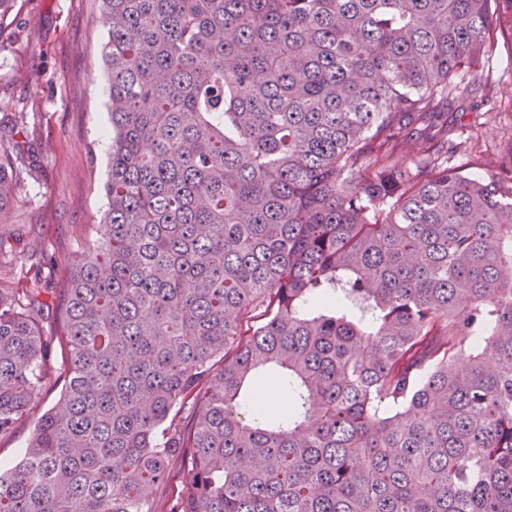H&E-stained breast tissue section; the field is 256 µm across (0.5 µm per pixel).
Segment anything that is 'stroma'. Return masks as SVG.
Instances as JSON below:
<instances>
[{
	"mask_svg": "<svg viewBox=\"0 0 512 512\" xmlns=\"http://www.w3.org/2000/svg\"><path fill=\"white\" fill-rule=\"evenodd\" d=\"M499 13L496 38L463 76L490 86L492 98H458L448 108L461 144L452 163L483 178L512 166V0H500ZM107 32L99 0H18L0 23V151L17 144L24 151L17 200L0 211V236L19 238L35 259L49 261V288L105 208L107 82L98 49ZM64 371L52 358L39 404L0 435V463L21 459L37 418L60 395Z\"/></svg>",
	"mask_w": 512,
	"mask_h": 512,
	"instance_id": "35a3bbf8",
	"label": "stroma"
}]
</instances>
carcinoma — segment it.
Masks as SVG:
<instances>
[{"mask_svg": "<svg viewBox=\"0 0 512 512\" xmlns=\"http://www.w3.org/2000/svg\"><path fill=\"white\" fill-rule=\"evenodd\" d=\"M492 2L100 0L107 207L0 287V435L65 365L0 512H159L175 460L173 512H512V169L409 131L490 93Z\"/></svg>", "mask_w": 512, "mask_h": 512, "instance_id": "carcinoma-1", "label": "carcinoma"}]
</instances>
